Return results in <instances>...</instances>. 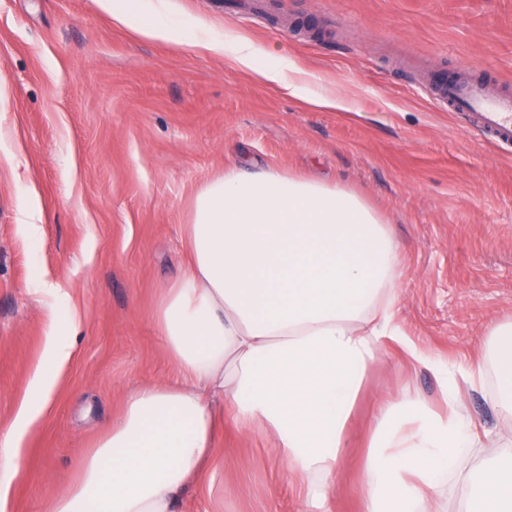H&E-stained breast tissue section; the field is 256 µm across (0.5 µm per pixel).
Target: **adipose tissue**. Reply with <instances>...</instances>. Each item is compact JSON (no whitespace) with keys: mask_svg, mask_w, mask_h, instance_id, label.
I'll use <instances>...</instances> for the list:
<instances>
[{"mask_svg":"<svg viewBox=\"0 0 512 512\" xmlns=\"http://www.w3.org/2000/svg\"><path fill=\"white\" fill-rule=\"evenodd\" d=\"M141 37L176 43L161 17H138L135 0H99ZM256 81L322 111L344 97L308 94L302 79L249 39L201 41ZM183 276L164 289L153 321L178 378L140 388L121 418L84 455L65 493L46 512H176L180 493L211 459L218 410L243 429L270 428L301 512L325 506L346 430L383 342L416 363L432 358L394 322L401 247L356 191L269 166L226 171L195 196L183 227ZM489 362L440 369L438 410L413 397L382 398L372 420L362 481L363 512H430L449 480L466 486L464 512H512V451L471 458L483 436L457 409L461 386L494 374L493 403L512 408V322L489 326ZM72 340L51 339L27 402L0 431V495L18 473L25 431L50 405Z\"/></svg>","mask_w":512,"mask_h":512,"instance_id":"ef3b65f1","label":"adipose tissue"}]
</instances>
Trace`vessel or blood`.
<instances>
[{"instance_id": "b4317fda", "label": "vessel or blood", "mask_w": 512, "mask_h": 512, "mask_svg": "<svg viewBox=\"0 0 512 512\" xmlns=\"http://www.w3.org/2000/svg\"><path fill=\"white\" fill-rule=\"evenodd\" d=\"M436 100L497 144H512V94L494 83L472 78L469 67H461L456 80H439Z\"/></svg>"}]
</instances>
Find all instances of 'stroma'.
Listing matches in <instances>:
<instances>
[{
	"mask_svg": "<svg viewBox=\"0 0 512 512\" xmlns=\"http://www.w3.org/2000/svg\"><path fill=\"white\" fill-rule=\"evenodd\" d=\"M139 0L180 23L182 43L139 37L97 0H0V430L28 396L51 336L75 335L52 411L27 430L7 512H45L128 393L176 371L152 314L184 271L191 201L232 167L272 165L358 191L400 243L396 321L441 364L478 358L487 326L512 321V145L485 142L431 93L432 72L470 65L512 89V0ZM235 32L272 50L347 112L262 86L198 38ZM45 221L20 223L29 197ZM80 316L71 328L36 280ZM494 377L464 393L488 432L478 458L512 445ZM390 390L440 399L436 373L388 344L367 374L329 512H362L373 402ZM233 493H226V486ZM270 434L225 417L212 462L180 512H298Z\"/></svg>",
	"mask_w": 512,
	"mask_h": 512,
	"instance_id": "35a3bbf8",
	"label": "stroma"
}]
</instances>
